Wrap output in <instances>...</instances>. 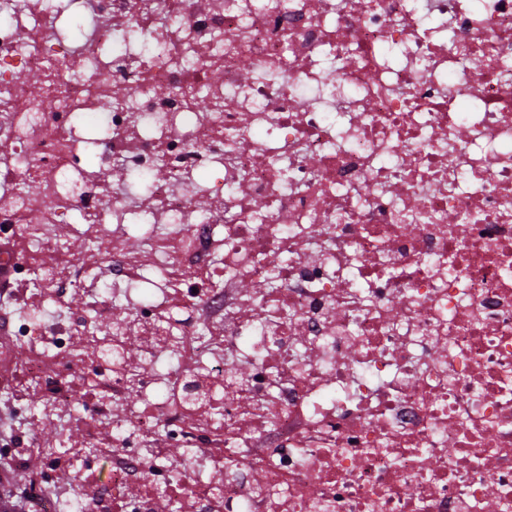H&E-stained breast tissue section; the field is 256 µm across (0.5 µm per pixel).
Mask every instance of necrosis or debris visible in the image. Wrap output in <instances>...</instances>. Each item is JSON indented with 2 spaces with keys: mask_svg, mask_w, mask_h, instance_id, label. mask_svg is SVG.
I'll use <instances>...</instances> for the list:
<instances>
[{
  "mask_svg": "<svg viewBox=\"0 0 512 512\" xmlns=\"http://www.w3.org/2000/svg\"><path fill=\"white\" fill-rule=\"evenodd\" d=\"M77 18L0 0V266L38 283L0 405L58 429L0 447L25 512H512V0Z\"/></svg>",
  "mask_w": 512,
  "mask_h": 512,
  "instance_id": "4bbe7bcc",
  "label": "necrosis or debris"
}]
</instances>
